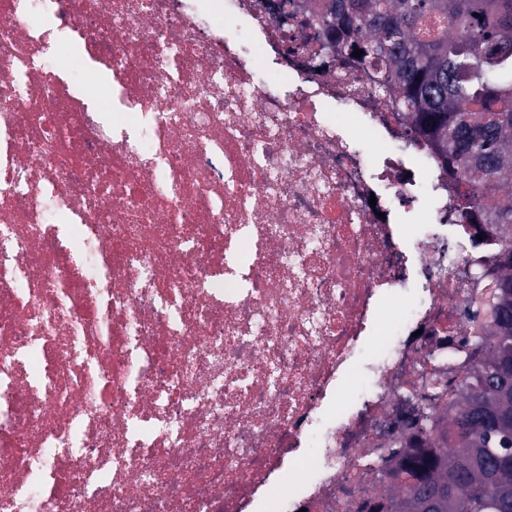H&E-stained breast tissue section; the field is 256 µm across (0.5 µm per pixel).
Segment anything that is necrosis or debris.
<instances>
[{"mask_svg": "<svg viewBox=\"0 0 512 512\" xmlns=\"http://www.w3.org/2000/svg\"><path fill=\"white\" fill-rule=\"evenodd\" d=\"M297 5L0 0V512H375L447 430L500 244ZM100 86L107 87L112 85V73L107 70H97L95 71V80L94 73L92 74L90 80L85 86V93L97 102L100 107L106 108L107 105V93L100 89L96 83Z\"/></svg>", "mask_w": 512, "mask_h": 512, "instance_id": "1", "label": "necrosis or debris"}]
</instances>
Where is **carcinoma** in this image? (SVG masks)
I'll use <instances>...</instances> for the list:
<instances>
[{
	"label": "carcinoma",
	"mask_w": 512,
	"mask_h": 512,
	"mask_svg": "<svg viewBox=\"0 0 512 512\" xmlns=\"http://www.w3.org/2000/svg\"><path fill=\"white\" fill-rule=\"evenodd\" d=\"M326 41L376 71V89L406 113L442 171L465 181L459 206L471 224L512 228V0H310ZM362 56H353L355 50ZM487 357L470 374L448 433L399 463L407 484L386 512H421L431 488L448 486L442 512H512V259L498 264Z\"/></svg>",
	"instance_id": "obj_1"
}]
</instances>
